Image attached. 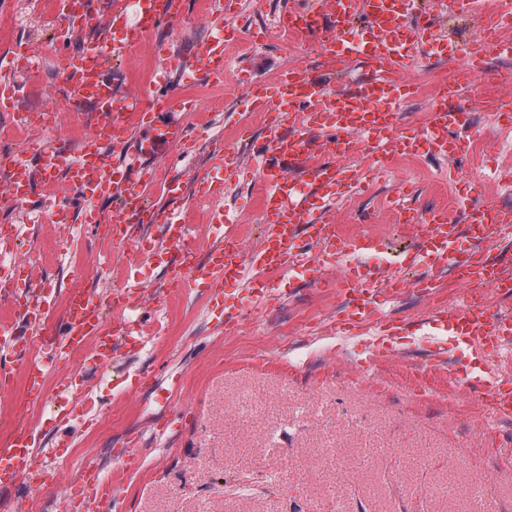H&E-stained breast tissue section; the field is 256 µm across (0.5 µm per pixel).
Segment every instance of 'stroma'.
<instances>
[{
    "mask_svg": "<svg viewBox=\"0 0 512 512\" xmlns=\"http://www.w3.org/2000/svg\"><path fill=\"white\" fill-rule=\"evenodd\" d=\"M7 2L0 9V76L22 86V111H40L48 97H57L56 137L79 139L87 126L61 100L60 61L50 49L62 31L47 0ZM283 2L235 0L232 22L260 40L230 47L223 84L191 72L169 84L200 105L191 117L196 146L181 166L163 158L155 166L160 179L185 182L181 217L192 228L200 259L214 241L217 216L238 225L246 246L262 235V184L233 183L203 201L196 195L215 142L237 147L241 129L264 132V114L248 105V79L271 84L290 66L322 73L323 59L313 46L275 30ZM184 8L180 25L150 36L124 58L120 68L130 87L145 89L153 81L159 45L190 52L206 39L208 0H184ZM22 49L41 58L37 72L10 70L11 55ZM511 92L483 84L462 98L480 131L460 161L438 164L423 155L404 160L377 175L366 191L337 202L339 232L364 229L383 239L384 250L370 255L369 263L404 258L409 239L393 210L402 190H411L417 210L452 213L458 191L475 179L482 185L481 202L512 209V185L499 178L500 170L512 169V131L493 124L484 107L487 95ZM112 250L90 226L46 217L27 224L17 255L32 261L35 276L51 289L54 321L64 311L61 297L73 288L122 285L124 263L95 266L100 254ZM266 279L271 287L291 285L295 292L261 312L244 303L239 322L226 326L212 315L206 291L147 296L139 316L160 330L133 365L160 379L159 388L133 386L129 365L121 362L84 368L77 353L47 373L41 399L27 402L24 370L16 368L11 397L0 398V445L20 426L35 429L42 438L38 456L54 467L58 490L94 464L125 512H329L334 504L340 512H512V419L488 420L476 429L475 418L486 415L482 399L430 368L422 348L365 366L361 337L323 333V324L341 308L332 266L313 283H292L277 272ZM448 283V276H440L434 298L408 295L386 311L426 319L434 308L461 302L462 288ZM73 376L85 380L96 404L72 410L62 424L60 381ZM130 432L143 436L132 466L112 453Z\"/></svg>",
    "mask_w": 512,
    "mask_h": 512,
    "instance_id": "obj_1",
    "label": "stroma"
}]
</instances>
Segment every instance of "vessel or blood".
<instances>
[{
	"mask_svg": "<svg viewBox=\"0 0 512 512\" xmlns=\"http://www.w3.org/2000/svg\"><path fill=\"white\" fill-rule=\"evenodd\" d=\"M70 0H55V10L67 34L99 28L98 36L83 42L79 51L65 56L60 80L67 101L92 107L95 122L73 146L45 139L0 159V175L9 184L7 202L21 218L31 214L36 184L50 177H65L77 193L82 221L102 225L113 243L125 246L130 268L122 287L107 294L85 289L72 291L64 315L42 342L39 357L29 355L33 342L27 328H39L51 308L48 289L39 287L32 273L14 278L0 289V304L10 317L0 322V394L9 391L15 365L26 373V395L44 393L45 372L80 350L88 338L97 346L87 358L99 369L115 356L141 349L146 336L137 317L144 296L157 286L150 271H167L162 286L210 287L225 322L239 316L243 295L259 304L283 301L285 292L266 287L262 275L280 272L311 282L327 263L339 269L342 308L336 328L350 336L367 331L370 354L395 357L405 342L419 344L424 336L442 337L430 351L433 366L450 367L451 377L483 398L490 414L512 417V403L503 399L512 390V371H493V360L512 359V314L487 308L486 292L512 294L507 276L512 251L490 253L486 244L512 235L502 211L477 201L470 187L458 204L457 217L444 211L416 214L398 199V223L413 236L410 263L423 266L413 282L390 269L368 266L364 255L381 249V241L362 231L347 236L337 231L333 205L340 195L357 189V171L315 161L314 149L347 156L366 153L378 168H391L403 155L425 153L438 159L464 154L474 129L473 116L456 100L462 95L458 81L442 83L440 99L432 106L429 123L421 128L403 124L400 111L414 94L403 73L414 53L426 47L438 17L449 8L469 13L472 0H430L431 13L419 14V0H293L280 11L277 25L289 38L319 47L325 75L313 77L304 69L285 70L274 86L255 84L249 99L252 109L267 116L264 137L245 133L252 164L239 152L220 144L212 149L214 173L200 180L207 190L223 188L235 178L260 175L264 185V229L257 247L243 251L234 225H217L216 238L204 260H197L189 227L177 208H149L142 201L155 180L154 161L168 154L188 155L192 132L187 117L193 107L173 93L153 94L125 89L122 72L113 60L126 57L158 30L174 25L182 16L180 0H108L106 16H99L93 0H80L79 15L69 12ZM363 29H355V19ZM512 25V0H498L488 18L489 37L459 46L460 63L467 76L496 83H512V40L503 39V25ZM238 29L223 16L210 25L207 40L192 54L159 50L154 69L162 75L196 72L208 81L224 80L229 45ZM363 64L365 73L349 79L341 60ZM108 198L112 207L99 213L94 203ZM143 224L161 229L157 238L137 236ZM448 273L464 287L462 305L435 310L414 323L382 317L381 309L406 289L428 297L440 273ZM38 433L20 427L11 442L0 446V489L11 490L21 481L55 491V474L37 459ZM63 512H121L111 485L97 466L86 468L80 481L63 495Z\"/></svg>",
	"mask_w": 512,
	"mask_h": 512,
	"instance_id": "vessel-or-blood-1",
	"label": "vessel or blood"
}]
</instances>
